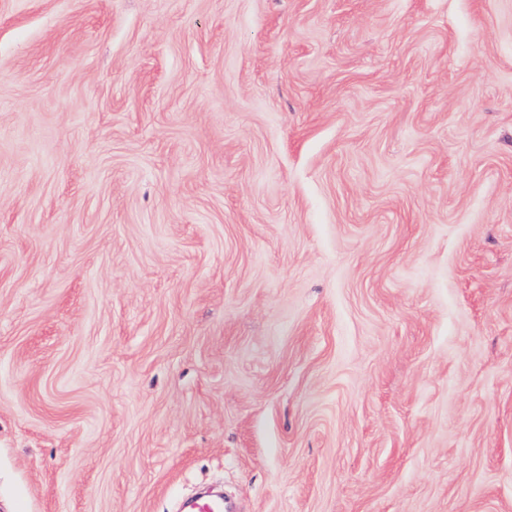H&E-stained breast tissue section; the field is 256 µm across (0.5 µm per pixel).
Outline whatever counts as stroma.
<instances>
[{"label":"stroma","instance_id":"1","mask_svg":"<svg viewBox=\"0 0 512 512\" xmlns=\"http://www.w3.org/2000/svg\"><path fill=\"white\" fill-rule=\"evenodd\" d=\"M512 512V0H0V512Z\"/></svg>","mask_w":512,"mask_h":512}]
</instances>
